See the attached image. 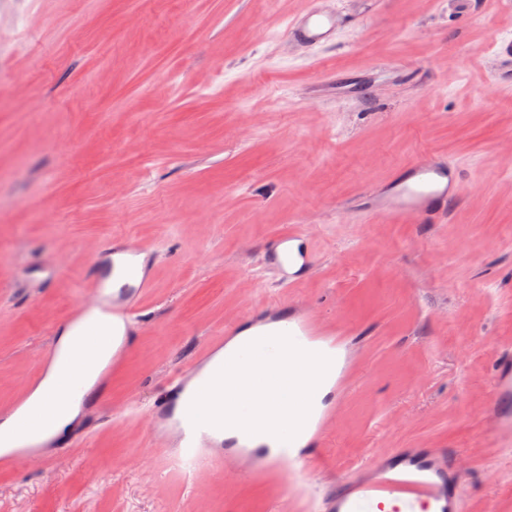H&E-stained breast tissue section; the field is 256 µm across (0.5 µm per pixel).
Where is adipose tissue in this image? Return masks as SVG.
<instances>
[{
  "label": "adipose tissue",
  "instance_id": "ef3b65f1",
  "mask_svg": "<svg viewBox=\"0 0 512 512\" xmlns=\"http://www.w3.org/2000/svg\"><path fill=\"white\" fill-rule=\"evenodd\" d=\"M127 331L124 322L98 311L60 327L55 341L56 359L22 406L26 412L38 411L42 421L41 430L31 439L33 446L52 443L78 421L86 395L122 346ZM266 331L262 324L242 326L204 366L198 382L212 389L223 403L225 437L233 435L232 422L238 401L250 398L254 401L259 431L255 442L272 446L276 443L275 432L290 418L285 396H294L313 416H320L336 379V357L330 354L324 358L321 380L305 389L293 385L300 355L287 343L283 344L281 359L274 367L252 377L233 376L232 362L238 351ZM77 352L83 354L86 366L81 388L71 393L66 390L63 378L69 374L71 358Z\"/></svg>",
  "mask_w": 512,
  "mask_h": 512
}]
</instances>
